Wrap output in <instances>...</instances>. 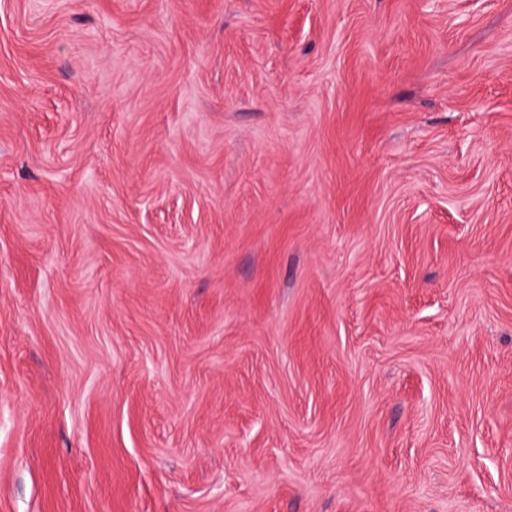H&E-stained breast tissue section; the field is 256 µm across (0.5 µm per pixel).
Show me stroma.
<instances>
[{
    "mask_svg": "<svg viewBox=\"0 0 512 512\" xmlns=\"http://www.w3.org/2000/svg\"><path fill=\"white\" fill-rule=\"evenodd\" d=\"M0 512H512V0H0Z\"/></svg>",
    "mask_w": 512,
    "mask_h": 512,
    "instance_id": "obj_1",
    "label": "stroma"
}]
</instances>
